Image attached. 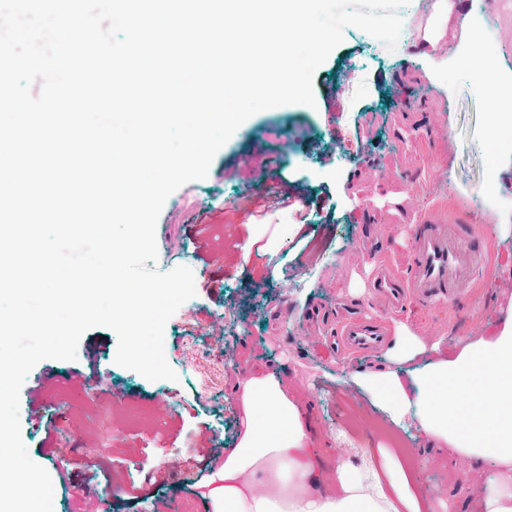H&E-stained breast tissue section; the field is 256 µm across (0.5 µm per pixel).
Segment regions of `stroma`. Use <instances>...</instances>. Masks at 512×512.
Segmentation results:
<instances>
[{
  "mask_svg": "<svg viewBox=\"0 0 512 512\" xmlns=\"http://www.w3.org/2000/svg\"><path fill=\"white\" fill-rule=\"evenodd\" d=\"M460 54L455 31L438 54L449 67L436 72L412 37L391 50L346 28L314 74L316 107L253 115L216 154L205 179L169 197L154 267L191 268L196 290L165 327L176 380L150 381L117 365L116 334L97 327L82 336L76 360L41 361L22 386V440L52 478L54 512H75L70 488L86 483L98 491L94 512H155L161 500L211 512L203 496L206 446H235L239 384L270 371L309 417L323 483L359 449L377 459L390 454V438L401 434L413 450L409 490L420 512H474L493 468L429 448L425 436L400 433L371 405L352 378L381 365V355L351 361L308 344L319 333L311 311L345 301L381 318L386 329L401 323L441 342L450 354L455 342L492 335L512 303V234L497 227L499 209L512 208V153L491 157L488 91L476 68H456ZM442 123L447 133L439 132ZM258 141L280 159L273 182L291 183L302 195L287 209L289 225L276 224L271 208L250 214L237 206L244 191L257 199L266 194L231 175L238 156ZM313 202L335 209L338 220L307 235L302 251L295 242L315 217ZM207 207L224 234L203 254L187 221ZM431 209L449 220L470 215L487 268L461 299L383 311L371 295L373 273L387 261L405 270L412 228ZM211 318L223 320L222 338L209 335ZM76 373L83 387L71 385ZM116 392L128 406L107 409ZM157 394L168 397V411L152 406ZM117 484L135 486L136 499L117 497Z\"/></svg>",
  "mask_w": 512,
  "mask_h": 512,
  "instance_id": "1",
  "label": "stroma"
}]
</instances>
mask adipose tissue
I'll use <instances>...</instances> for the list:
<instances>
[{"instance_id":"ef3b65f1","label":"adipose tissue","mask_w":512,"mask_h":512,"mask_svg":"<svg viewBox=\"0 0 512 512\" xmlns=\"http://www.w3.org/2000/svg\"><path fill=\"white\" fill-rule=\"evenodd\" d=\"M497 332L462 345L452 356L400 325L386 365L358 373L354 384L399 429L417 430L449 456L492 464L496 480L481 512H512V306ZM242 433L212 470V512H403L410 500L405 476L389 461L367 457L340 464L335 491L317 481V449L299 406L276 375L241 385Z\"/></svg>"}]
</instances>
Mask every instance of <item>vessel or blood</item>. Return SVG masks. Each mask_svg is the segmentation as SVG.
<instances>
[{
	"label": "vessel or blood",
	"instance_id": "vessel-or-blood-1",
	"mask_svg": "<svg viewBox=\"0 0 512 512\" xmlns=\"http://www.w3.org/2000/svg\"><path fill=\"white\" fill-rule=\"evenodd\" d=\"M481 250L465 218L443 224L424 219L417 224L412 259L406 271H396L385 264L375 272L371 286L374 293L393 307H401L414 297L430 303L441 295L461 294L479 270ZM325 344L340 352L378 351L385 333L376 321L363 317L343 320Z\"/></svg>",
	"mask_w": 512,
	"mask_h": 512
}]
</instances>
